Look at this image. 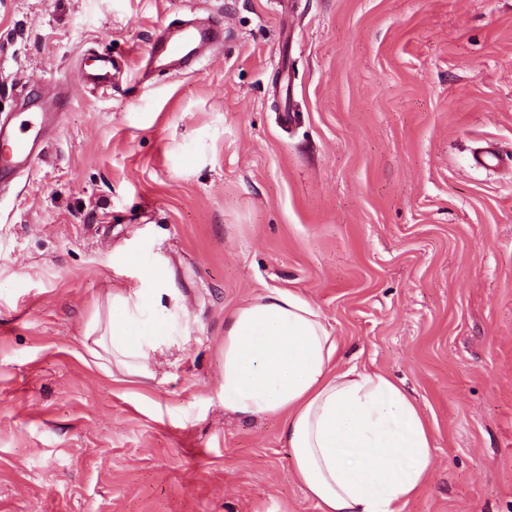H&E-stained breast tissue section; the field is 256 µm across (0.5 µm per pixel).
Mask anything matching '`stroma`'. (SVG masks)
<instances>
[{
    "label": "stroma",
    "mask_w": 512,
    "mask_h": 512,
    "mask_svg": "<svg viewBox=\"0 0 512 512\" xmlns=\"http://www.w3.org/2000/svg\"><path fill=\"white\" fill-rule=\"evenodd\" d=\"M218 23L188 69L165 28ZM107 54L122 75L76 72ZM68 104L0 186V512H319L273 418L224 411V320L311 301L435 443L402 512H512V0H0V119ZM140 262L185 298L168 362L88 351Z\"/></svg>",
    "instance_id": "obj_1"
}]
</instances>
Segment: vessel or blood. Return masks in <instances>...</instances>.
I'll list each match as a JSON object with an SVG mask.
<instances>
[{
	"label": "vessel or blood",
	"instance_id": "1",
	"mask_svg": "<svg viewBox=\"0 0 512 512\" xmlns=\"http://www.w3.org/2000/svg\"><path fill=\"white\" fill-rule=\"evenodd\" d=\"M210 40L207 30L191 24L162 31L151 43L148 60L163 66H177L196 54ZM92 70L81 73L84 83L103 87L112 85L116 65L111 57L99 56ZM54 118L43 112H31L22 121V130L14 134L0 129V177L15 174L41 156L46 147L45 127Z\"/></svg>",
	"mask_w": 512,
	"mask_h": 512
}]
</instances>
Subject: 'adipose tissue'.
Instances as JSON below:
<instances>
[{
    "mask_svg": "<svg viewBox=\"0 0 512 512\" xmlns=\"http://www.w3.org/2000/svg\"><path fill=\"white\" fill-rule=\"evenodd\" d=\"M185 312L165 268L143 267L141 284L113 295L94 343L123 379H154L160 341ZM336 353L320 311L292 291L239 305L224 321V410L280 421L295 478L321 512H400L429 474V425L387 375L333 371Z\"/></svg>",
    "mask_w": 512,
    "mask_h": 512,
    "instance_id": "obj_1",
    "label": "adipose tissue"
}]
</instances>
